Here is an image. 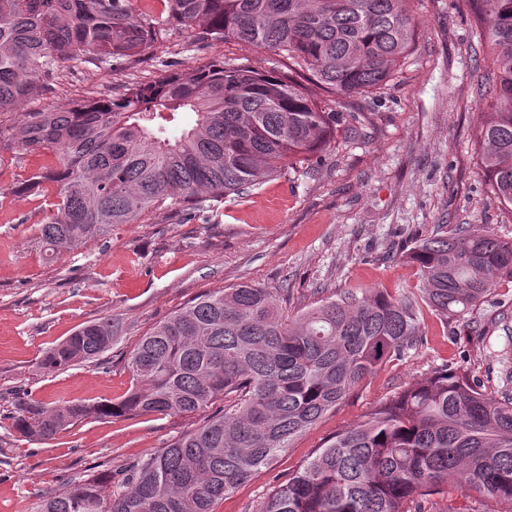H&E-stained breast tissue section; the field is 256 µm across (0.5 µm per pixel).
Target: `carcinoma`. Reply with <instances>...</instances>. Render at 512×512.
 I'll use <instances>...</instances> for the list:
<instances>
[{
	"label": "carcinoma",
	"mask_w": 512,
	"mask_h": 512,
	"mask_svg": "<svg viewBox=\"0 0 512 512\" xmlns=\"http://www.w3.org/2000/svg\"><path fill=\"white\" fill-rule=\"evenodd\" d=\"M133 0H0V112L36 96L61 58L124 66L168 30ZM408 0H165L176 30L288 59V71L209 58L190 73L166 71L117 97L63 110L21 112L0 126V155H51L15 186L26 196L55 189L38 225L45 256L167 211H202L240 196L282 168L311 174L355 116L336 100L389 82L415 44ZM471 23L489 49L481 86L490 100L476 151L491 190L512 206V0H473ZM192 126L173 135L181 115ZM422 299L443 322L512 279V240L477 224L420 238L405 255ZM119 321L84 323L44 353L53 374L91 362L120 339ZM414 301L372 289L328 297L288 314V290L240 284L205 291L142 336L127 356L133 386L119 401L54 407L22 399L12 428L48 441L77 421L201 415L195 428L127 467L106 468L45 497L41 512H215L293 438L336 408L390 358L415 345ZM457 481L512 504V395L446 367L381 403L316 450L261 512H425L442 483Z\"/></svg>",
	"instance_id": "cac0c4a2"
}]
</instances>
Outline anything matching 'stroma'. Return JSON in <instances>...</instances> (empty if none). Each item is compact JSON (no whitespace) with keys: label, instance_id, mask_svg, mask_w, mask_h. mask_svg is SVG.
<instances>
[{"label":"stroma","instance_id":"35a3bbf8","mask_svg":"<svg viewBox=\"0 0 512 512\" xmlns=\"http://www.w3.org/2000/svg\"><path fill=\"white\" fill-rule=\"evenodd\" d=\"M409 10L418 25L413 53L381 89L341 101L339 111L364 114L365 132L340 133L313 174L289 169L200 213L112 225L49 263L37 234L54 191L38 198L14 192L45 159L0 158V512H39L43 497L65 491L68 481L103 463L120 471L198 425L195 416L88 419L42 442L20 437L10 415L26 393L50 406L120 399L132 386L127 354L138 339L214 288H284L292 312L352 288L419 300L416 346L367 376L216 512H260L330 437L442 366L463 368L493 396L512 393L505 379L512 370V279H497L483 302L444 323L420 301L418 273L403 259L442 224H481L512 239V208L491 193L474 153L486 118L480 84L487 47L472 30L469 0H409ZM208 58L281 67L274 54L176 32L149 59L122 69L57 61L24 109L116 96L127 84L167 70L187 73ZM108 314L122 328L111 351L54 374L38 369L49 348Z\"/></svg>","mask_w":512,"mask_h":512}]
</instances>
